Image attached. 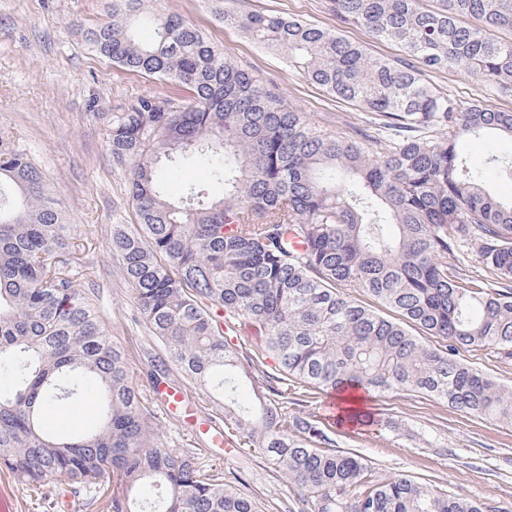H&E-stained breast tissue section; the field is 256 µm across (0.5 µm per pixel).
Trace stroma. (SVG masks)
I'll use <instances>...</instances> for the list:
<instances>
[{"label":"stroma","mask_w":512,"mask_h":512,"mask_svg":"<svg viewBox=\"0 0 512 512\" xmlns=\"http://www.w3.org/2000/svg\"><path fill=\"white\" fill-rule=\"evenodd\" d=\"M248 6L340 28L376 57L400 54L397 46L374 42L362 29L338 27L325 0H249ZM149 7L160 16L179 15L201 30L226 58L276 85L290 105L323 129L340 134L361 118L359 107L328 96L289 72L281 54L217 20L207 0H150ZM111 16L112 0H0V136L32 156L62 199L76 227V286L124 352L154 435L168 447L192 450L203 464L221 467L225 483L256 499L262 512H298L291 485L262 455L211 442L203 422L218 409L206 392L190 389L184 412L169 418L150 380L153 363L168 353L138 317L122 261L112 250L113 225L133 232L140 226L128 174L112 164L100 115L139 95L168 98L178 91L119 68L84 42L83 28ZM430 80L457 99H479L490 108L512 111V96L487 92L464 71L434 74ZM330 401L329 394H321L309 411L335 440L337 451L361 456L377 474L405 473L436 490L479 499L495 512H512V426L409 393L373 395L362 408L377 423L356 430L336 424ZM1 493L12 499L14 512H58L57 485L34 492L0 472Z\"/></svg>","instance_id":"stroma-1"}]
</instances>
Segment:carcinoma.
I'll return each mask as SVG.
<instances>
[{"label":"carcinoma","instance_id":"obj_1","mask_svg":"<svg viewBox=\"0 0 512 512\" xmlns=\"http://www.w3.org/2000/svg\"><path fill=\"white\" fill-rule=\"evenodd\" d=\"M146 2L112 0V20L82 37L112 63L189 93L141 95L100 113L146 232L112 225V250L171 362L213 397L235 445L288 479L300 512H487L405 474L375 475L284 404L352 387L417 392L512 425V387L458 358L479 347L512 361V200L486 189L481 167L457 148L469 137L512 141V111L427 80L459 69L511 95L512 37L499 33L512 34V0H441L437 9L327 0L340 23L397 44L394 59H372L335 30L250 10L247 0H209L224 22L284 53L288 70L374 115L343 136ZM143 21L154 26L151 43L136 37ZM164 160L170 172L207 163L223 196L194 184L167 196ZM469 246L485 275L460 267ZM73 248V225L44 173L0 140V371L14 380L0 391V470L32 490L71 486L76 512L101 501L107 512H259L218 469L151 434L124 354L75 285ZM268 361L270 370L255 371ZM87 380L98 390L96 425L57 433L48 407ZM155 487L160 495L135 504L133 493Z\"/></svg>","mask_w":512,"mask_h":512}]
</instances>
